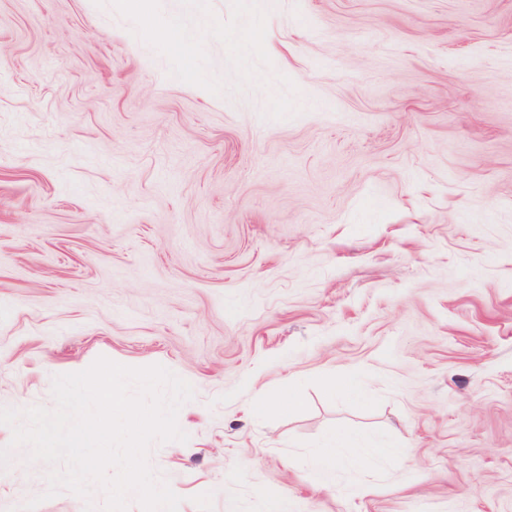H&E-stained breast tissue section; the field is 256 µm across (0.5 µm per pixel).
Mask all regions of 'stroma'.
I'll return each mask as SVG.
<instances>
[{
  "label": "stroma",
  "mask_w": 512,
  "mask_h": 512,
  "mask_svg": "<svg viewBox=\"0 0 512 512\" xmlns=\"http://www.w3.org/2000/svg\"><path fill=\"white\" fill-rule=\"evenodd\" d=\"M101 356L178 512H512V0H0V407ZM326 448L317 455L313 471V478L317 485L328 487L330 485L331 470L336 460V450L350 449L357 459L367 456H380L391 452L390 446L378 444L371 448H359L357 440L348 432L334 431L326 442Z\"/></svg>",
  "instance_id": "obj_1"
}]
</instances>
